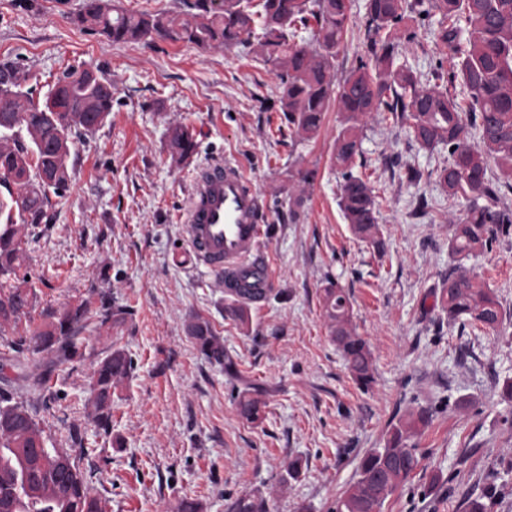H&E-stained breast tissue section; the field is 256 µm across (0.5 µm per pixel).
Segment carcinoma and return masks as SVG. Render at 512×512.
<instances>
[{"mask_svg": "<svg viewBox=\"0 0 512 512\" xmlns=\"http://www.w3.org/2000/svg\"><path fill=\"white\" fill-rule=\"evenodd\" d=\"M439 16L436 38L457 59L444 72L438 63L427 77L397 64L399 44L390 32L411 16ZM70 20L113 43L158 36L201 49L247 47L259 36V56L279 79L280 112L288 128L303 140L320 131L325 112L336 102L344 112L336 135L333 161L340 171L338 206L359 238L384 248L378 227L379 204L373 187L353 171L361 153L364 120L387 112L407 126L424 149L448 146V165L439 173L448 194L465 203V215L453 225L448 252L452 262L442 277L440 303L448 323H477L496 332L505 315L490 291L464 266L471 255L512 236V208L500 205V187L486 177L487 160L502 169L512 191V0H366L359 33L366 57L359 58L342 82L333 81L334 61L350 22L349 0H189L187 11L127 12L108 0H83ZM27 77L15 62L0 63V325L29 317L35 293L27 280L25 237L29 228L47 223L49 194L69 188L68 158L77 141L105 125L112 114V84L99 71L69 69L57 78L45 103L23 90ZM477 134L479 142L472 140ZM197 146L192 125L176 123L167 139L170 155L189 159ZM103 324H121L127 312L111 295L98 293ZM330 335L341 350L356 383L374 382L372 356L352 326V307L341 288L322 289ZM84 300L42 323L12 344L51 356L54 367L82 357L78 335L89 312ZM186 333L224 373L240 376L237 363L224 353L223 340L210 322L192 317ZM133 369L120 348H109L91 372L90 418L105 435L112 430V395ZM262 403L245 392L240 416L260 418ZM420 408L412 419L389 432L385 446L368 453L359 479L339 502L337 512H383L387 500L421 466L423 454L412 437L430 422ZM72 453L45 447L43 430L29 405L16 400L9 386L0 388V512H104L90 495L79 460L89 455L80 428L69 429ZM494 496L486 489L467 502V512H491ZM229 512H267L265 501L251 493L236 498Z\"/></svg>", "mask_w": 512, "mask_h": 512, "instance_id": "1", "label": "carcinoma"}]
</instances>
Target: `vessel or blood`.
I'll use <instances>...</instances> for the list:
<instances>
[{"label": "vessel or blood", "instance_id": "obj_1", "mask_svg": "<svg viewBox=\"0 0 512 512\" xmlns=\"http://www.w3.org/2000/svg\"><path fill=\"white\" fill-rule=\"evenodd\" d=\"M265 211L264 193L239 165L215 162L195 173L183 220L190 256L253 307L275 282L263 249Z\"/></svg>", "mask_w": 512, "mask_h": 512}]
</instances>
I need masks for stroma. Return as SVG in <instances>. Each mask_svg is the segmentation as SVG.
<instances>
[{
	"label": "stroma",
	"mask_w": 512,
	"mask_h": 512,
	"mask_svg": "<svg viewBox=\"0 0 512 512\" xmlns=\"http://www.w3.org/2000/svg\"><path fill=\"white\" fill-rule=\"evenodd\" d=\"M80 2L41 0L33 13L0 0V62L26 71L34 97L46 98L72 65L100 70L114 89L109 121L77 143L69 190L51 197L47 223L25 243L36 291L30 318L0 327V383L11 382L35 410L48 446L66 447L69 427L81 428L92 453L80 468L106 512H176L185 496L204 512H228L254 491L269 512H335L362 458L383 447L391 425L427 407L432 421L416 438L423 469L384 512H464L465 500L491 484L499 490L494 512H512V400L502 394L512 379V239L466 263L497 296L507 315L502 330L449 323L438 296L452 226L465 207L438 180L447 146L420 148L381 114L366 123L354 170L379 202L385 249L376 251L352 233L337 205L338 105L315 138L300 141L284 127L279 81L256 47L203 51L158 37L117 44L70 22L68 11ZM350 6L338 81L365 52L356 28L365 0ZM437 28L436 20L410 18L394 29L401 63L417 72L436 62L451 67ZM176 122L197 132V152L186 163L167 152ZM215 158L240 164L267 197L264 249L276 283L243 324L226 318L223 289L181 244L191 180ZM399 162L418 168L420 182L400 178ZM298 169L315 170L314 181H289ZM291 195L304 199L294 219ZM420 196L428 200L422 212ZM329 282L349 295L355 330L370 347V389L355 384L329 336L320 298ZM94 290L127 309L125 324L114 328L90 314L83 360L29 388L12 341ZM195 314L223 339L241 379L225 375L187 336ZM113 345L128 353L134 371L112 397L105 436L88 418L89 376ZM248 388L264 403L254 424L238 412ZM295 459L302 472L290 480Z\"/></svg>",
	"instance_id": "35a3bbf8"
}]
</instances>
